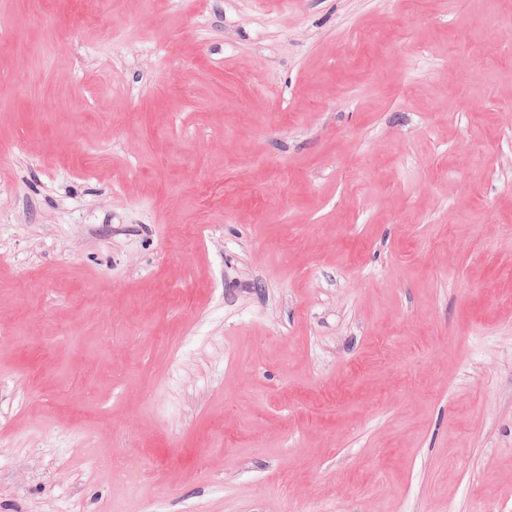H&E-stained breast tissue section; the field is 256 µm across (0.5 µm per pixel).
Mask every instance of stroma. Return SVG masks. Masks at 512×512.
<instances>
[{
	"label": "stroma",
	"instance_id": "35a3bbf8",
	"mask_svg": "<svg viewBox=\"0 0 512 512\" xmlns=\"http://www.w3.org/2000/svg\"><path fill=\"white\" fill-rule=\"evenodd\" d=\"M0 0V512H512V0Z\"/></svg>",
	"mask_w": 512,
	"mask_h": 512
}]
</instances>
